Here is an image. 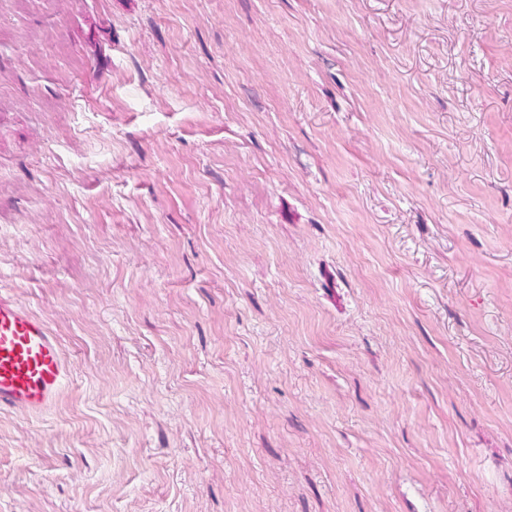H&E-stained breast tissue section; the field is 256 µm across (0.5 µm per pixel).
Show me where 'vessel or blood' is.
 Segmentation results:
<instances>
[{
    "label": "vessel or blood",
    "instance_id": "vessel-or-blood-1",
    "mask_svg": "<svg viewBox=\"0 0 512 512\" xmlns=\"http://www.w3.org/2000/svg\"><path fill=\"white\" fill-rule=\"evenodd\" d=\"M68 373L59 336L0 287V411L46 412Z\"/></svg>",
    "mask_w": 512,
    "mask_h": 512
}]
</instances>
